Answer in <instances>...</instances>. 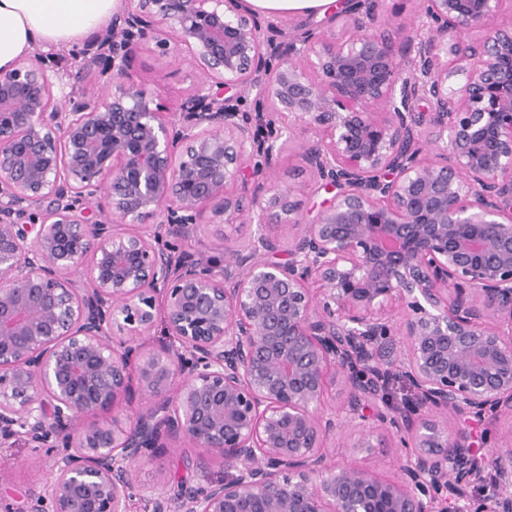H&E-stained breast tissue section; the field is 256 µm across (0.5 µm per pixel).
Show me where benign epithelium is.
I'll list each match as a JSON object with an SVG mask.
<instances>
[{
    "instance_id": "benign-epithelium-1",
    "label": "benign epithelium",
    "mask_w": 512,
    "mask_h": 512,
    "mask_svg": "<svg viewBox=\"0 0 512 512\" xmlns=\"http://www.w3.org/2000/svg\"><path fill=\"white\" fill-rule=\"evenodd\" d=\"M341 3L280 39L246 0H125L81 51L97 85L0 72V444L52 473L0 512H512V433L480 454L467 427L512 418V0H421L398 43L382 0ZM170 32L204 82L161 112L126 79ZM294 148L332 193L306 213L270 172ZM215 217L248 230L224 266L178 253ZM393 372L414 406L367 414ZM346 427L352 456L399 433L398 477L329 457ZM172 440L234 474L136 482Z\"/></svg>"
}]
</instances>
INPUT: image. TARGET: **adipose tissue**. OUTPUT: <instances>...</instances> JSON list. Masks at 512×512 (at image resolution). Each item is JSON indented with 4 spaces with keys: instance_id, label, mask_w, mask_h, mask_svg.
<instances>
[{
    "instance_id": "obj_1",
    "label": "adipose tissue",
    "mask_w": 512,
    "mask_h": 512,
    "mask_svg": "<svg viewBox=\"0 0 512 512\" xmlns=\"http://www.w3.org/2000/svg\"><path fill=\"white\" fill-rule=\"evenodd\" d=\"M123 0H0V71L34 44L67 48L107 28Z\"/></svg>"
}]
</instances>
